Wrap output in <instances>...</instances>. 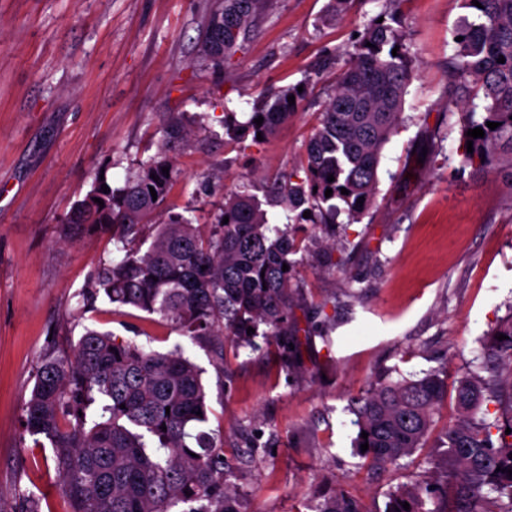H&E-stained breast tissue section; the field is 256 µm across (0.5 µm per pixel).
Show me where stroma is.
I'll return each instance as SVG.
<instances>
[{"instance_id": "stroma-1", "label": "stroma", "mask_w": 512, "mask_h": 512, "mask_svg": "<svg viewBox=\"0 0 512 512\" xmlns=\"http://www.w3.org/2000/svg\"><path fill=\"white\" fill-rule=\"evenodd\" d=\"M209 0H0V512L21 495L68 512L50 448L22 428L40 357L87 324L147 351L182 346L203 370L207 432L237 472L240 512H312L344 493L385 512L389 490L422 479L447 449L438 438L379 473L361 468L352 397L441 369L448 385L479 370L512 318V184L462 167L448 117L446 65L460 0H275L224 70L201 58ZM396 14L416 77L385 144L374 201L348 223L297 228L306 248L292 280L288 348H210L146 313L78 294L114 253L112 234L65 225L98 180L123 186L154 155L169 113L212 134L178 150L166 208L208 228L211 201L255 192L299 170L322 105L355 51L354 35ZM307 81L294 114L265 142L228 145L222 120L246 123L268 91ZM443 149L430 151L434 131ZM223 179L207 180V173Z\"/></svg>"}]
</instances>
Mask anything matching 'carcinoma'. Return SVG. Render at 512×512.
Here are the masks:
<instances>
[{
    "instance_id": "carcinoma-1",
    "label": "carcinoma",
    "mask_w": 512,
    "mask_h": 512,
    "mask_svg": "<svg viewBox=\"0 0 512 512\" xmlns=\"http://www.w3.org/2000/svg\"><path fill=\"white\" fill-rule=\"evenodd\" d=\"M272 2L213 0L201 56L218 70L231 64L255 34L262 5ZM478 2L461 0L473 19H464L454 33L463 40L448 60V101L460 114L462 132L484 131L482 138L464 137L473 142V152H462V165L475 172L502 169L512 182V0ZM399 41L396 28L375 19L358 35L306 145L305 177L295 181L288 174L274 182L279 202L296 213L294 223L334 224L342 212L354 222L371 205L383 147L396 132L415 78L408 53L395 49ZM501 56L503 63L497 62ZM300 86L306 83L271 92L244 125L233 129L223 120L225 134L240 144L259 133L269 138L294 111L288 97L305 96ZM260 116L259 126L254 119ZM488 122L499 126L492 130ZM162 132L158 152L139 161L124 186L104 191L97 182L64 218L66 224L110 230L116 244V258L97 269L79 293L80 303L91 309L102 296L156 315L194 341H209L220 370L226 335L238 348L253 346L249 327L263 329L277 344L288 342L289 285L302 246L288 229L270 235L261 201L248 193L225 192L207 232L183 214L165 212L180 176L168 145L194 147L210 130L202 122L188 126L179 113L164 121ZM331 175L333 182L327 180ZM496 334L507 339L492 340L484 364L488 377L468 374L457 381L459 417L439 433L449 467L396 487L386 512H512V433H505L512 429V319ZM447 392L434 370L353 398L358 431L368 433L356 438L361 466L384 470L425 447ZM486 401L496 402L502 416L491 422L476 418ZM209 411L201 369L181 348L147 352L88 326L74 346L41 357L23 422L36 442L50 444L70 512H238L232 506L237 475L225 464L224 442L204 431ZM365 442L369 449L363 451ZM314 512L364 508L340 493Z\"/></svg>"
}]
</instances>
